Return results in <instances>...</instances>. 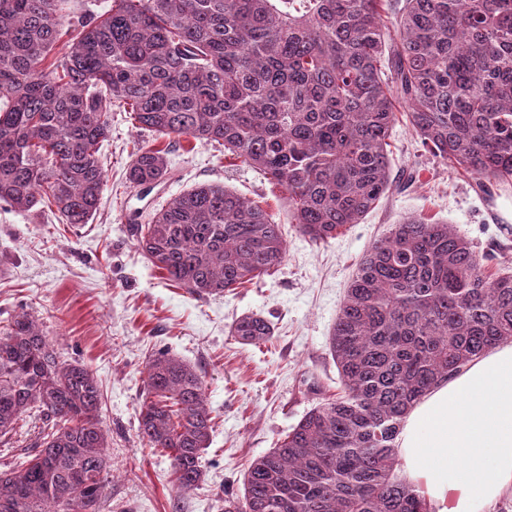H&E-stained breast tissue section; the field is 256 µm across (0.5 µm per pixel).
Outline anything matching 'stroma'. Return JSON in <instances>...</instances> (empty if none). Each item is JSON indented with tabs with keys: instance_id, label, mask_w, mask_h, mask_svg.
Here are the masks:
<instances>
[{
	"instance_id": "stroma-1",
	"label": "stroma",
	"mask_w": 512,
	"mask_h": 512,
	"mask_svg": "<svg viewBox=\"0 0 512 512\" xmlns=\"http://www.w3.org/2000/svg\"><path fill=\"white\" fill-rule=\"evenodd\" d=\"M407 112L399 105L390 157L393 168L413 170L414 185L390 193L361 223L320 244L299 232L283 189L219 145L171 142L166 180L150 190L131 187L128 166L157 140L133 128L118 108L100 148L106 180L89 223L64 224L46 209L0 205V320L35 316L53 347L87 366L102 390L111 464L102 512H224L225 495L242 493L250 460L338 392L327 339L357 262L390 225L409 215L450 224L490 272L512 268V183L475 193L471 175L420 145ZM201 183L246 195L280 225L287 255L274 274L221 296L197 297L151 267L130 226ZM250 314L272 323L268 343L244 345L231 335L233 322ZM161 351L202 375L215 418L202 457L205 480L188 492L177 490L167 456L138 431L144 368Z\"/></svg>"
}]
</instances>
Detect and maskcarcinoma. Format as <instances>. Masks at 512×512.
<instances>
[{
    "mask_svg": "<svg viewBox=\"0 0 512 512\" xmlns=\"http://www.w3.org/2000/svg\"><path fill=\"white\" fill-rule=\"evenodd\" d=\"M112 0L75 24L70 0H0V202L97 213L112 107L159 138L216 143L288 194L314 242L358 224L397 187L396 103L427 151L474 177L512 182V0ZM66 51L48 62L59 42ZM165 150L143 147L134 187L160 184ZM131 234L151 266L198 297L284 261L281 225L250 198L204 183ZM272 323L244 316L241 343ZM512 342V275L420 215L365 250L328 338L340 392L308 411L243 473L224 512H431L404 479L396 439L409 409L474 357ZM139 433L176 487L204 480L213 429L205 381L160 353L146 364ZM102 393L34 317L0 322V444L38 419L37 451L0 471V512H100L109 474Z\"/></svg>",
    "mask_w": 512,
    "mask_h": 512,
    "instance_id": "obj_1",
    "label": "carcinoma"
}]
</instances>
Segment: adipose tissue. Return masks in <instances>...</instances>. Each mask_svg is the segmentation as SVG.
<instances>
[{
    "mask_svg": "<svg viewBox=\"0 0 512 512\" xmlns=\"http://www.w3.org/2000/svg\"><path fill=\"white\" fill-rule=\"evenodd\" d=\"M397 448L402 476L435 512H486L512 494V343L474 359L414 404Z\"/></svg>",
    "mask_w": 512,
    "mask_h": 512,
    "instance_id": "ef3b65f1",
    "label": "adipose tissue"
}]
</instances>
